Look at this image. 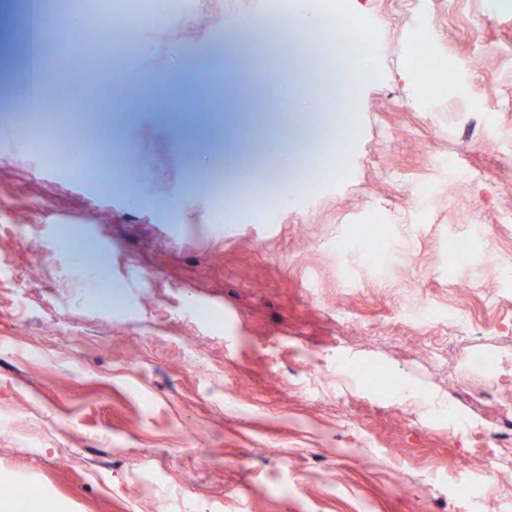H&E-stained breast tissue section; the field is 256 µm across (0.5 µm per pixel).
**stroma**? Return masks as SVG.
I'll list each match as a JSON object with an SVG mask.
<instances>
[{"label":"stroma","mask_w":512,"mask_h":512,"mask_svg":"<svg viewBox=\"0 0 512 512\" xmlns=\"http://www.w3.org/2000/svg\"><path fill=\"white\" fill-rule=\"evenodd\" d=\"M372 34L350 71L345 164L314 193L224 221L202 176L267 177L273 113L318 96L281 32L275 76L239 65L265 108L223 153L139 105L110 189L51 153L0 148V474L68 512H512V9L489 0H334ZM268 0H192L136 29L148 70L243 35ZM19 0H0V87L22 100ZM448 61L436 83L418 29ZM106 223H98L99 213ZM473 244L455 249L457 240ZM102 258L118 303L88 281ZM433 314L411 317L415 307ZM461 319L447 365L427 354Z\"/></svg>","instance_id":"1"}]
</instances>
